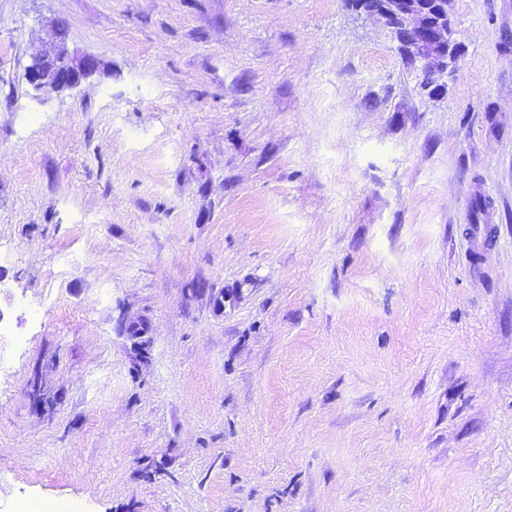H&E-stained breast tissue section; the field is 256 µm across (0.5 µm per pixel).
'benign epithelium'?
<instances>
[{"label":"benign epithelium","mask_w":512,"mask_h":512,"mask_svg":"<svg viewBox=\"0 0 512 512\" xmlns=\"http://www.w3.org/2000/svg\"><path fill=\"white\" fill-rule=\"evenodd\" d=\"M449 0H353L356 10L384 20L392 30L404 57L420 62L432 79L448 70L458 47L448 36ZM98 61L91 55L71 56L64 44L34 58L26 78L36 91H64L77 88L96 72Z\"/></svg>","instance_id":"obj_1"}]
</instances>
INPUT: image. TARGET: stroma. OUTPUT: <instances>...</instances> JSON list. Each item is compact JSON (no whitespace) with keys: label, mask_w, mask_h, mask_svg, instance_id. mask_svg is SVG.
Segmentation results:
<instances>
[{"label":"stroma","mask_w":512,"mask_h":512,"mask_svg":"<svg viewBox=\"0 0 512 512\" xmlns=\"http://www.w3.org/2000/svg\"><path fill=\"white\" fill-rule=\"evenodd\" d=\"M450 13L431 94L349 0H0V512H512V0ZM98 61L94 56H71L63 43L34 58L27 67L26 78L36 91H64L77 88L82 80L96 72Z\"/></svg>","instance_id":"1"}]
</instances>
